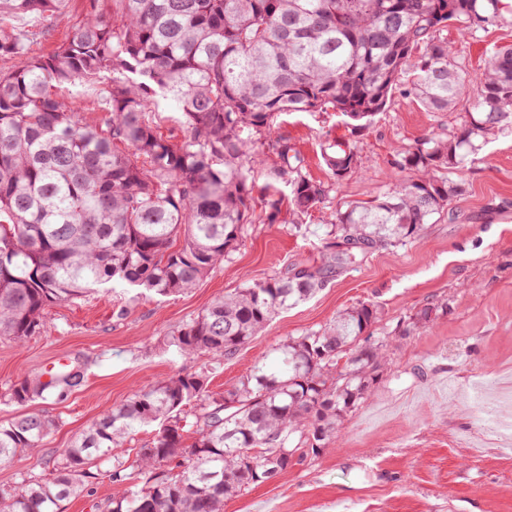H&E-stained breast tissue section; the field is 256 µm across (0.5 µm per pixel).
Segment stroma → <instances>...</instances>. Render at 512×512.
I'll list each match as a JSON object with an SVG mask.
<instances>
[{
	"label": "stroma",
	"instance_id": "35a3bbf8",
	"mask_svg": "<svg viewBox=\"0 0 512 512\" xmlns=\"http://www.w3.org/2000/svg\"><path fill=\"white\" fill-rule=\"evenodd\" d=\"M88 11L89 0H70L49 20L48 33L36 36L32 53L49 54L67 41ZM444 36L476 68L487 48L512 43V24L473 37L451 27ZM455 118L399 94L356 133L335 112L280 115L274 137L300 152L313 180L330 179L325 143H355L367 161L306 217L307 233L281 221L249 225L229 259L187 292L146 296L119 286L54 305L44 330L25 342L0 338V396L58 361L85 363L78 390L29 404V412L62 422L38 456L47 460L69 447L136 391L208 365V356L167 348L166 336L215 298L318 260L333 212L389 192L401 176L395 162L402 152ZM448 177L464 181L467 194L417 238L367 254L311 298L275 314L213 370L211 389H230L256 364H274L286 337L320 329L361 303L378 307L373 332L389 341L382 380L344 416L323 453L225 500L224 512H512V454L492 439L476 450L459 443L478 429L468 397L472 375L488 379L489 397L512 395V134L490 139ZM423 310L428 318H420Z\"/></svg>",
	"mask_w": 512,
	"mask_h": 512
}]
</instances>
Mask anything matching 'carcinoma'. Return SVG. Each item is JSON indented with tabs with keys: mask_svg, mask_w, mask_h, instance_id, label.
Masks as SVG:
<instances>
[{
	"mask_svg": "<svg viewBox=\"0 0 512 512\" xmlns=\"http://www.w3.org/2000/svg\"><path fill=\"white\" fill-rule=\"evenodd\" d=\"M68 2L0 0V57L17 60L0 73V336L16 342L40 332L53 305L109 285L185 292L236 249L256 206L270 223L284 213L299 220L361 172L348 141L322 149L327 184L282 140L259 151L283 113L332 110L363 129L397 91L430 112L462 106L447 133L404 151L396 165L409 177L336 211L319 261L219 297L169 336L181 355L235 354L357 257L418 236L467 192L437 172L512 131V45L494 47L473 72L441 36L450 22L470 35L509 22L502 0H112V11L92 8L52 53L31 54L35 33L13 20L47 21ZM77 83L99 85V123L58 97ZM159 93L185 116L180 141L158 134L149 117ZM257 167L285 181L288 197L256 202ZM376 319L363 304L289 336L278 368L257 367L226 391L211 390L201 369L136 392L46 461L50 477L24 472L1 488L0 512H61L104 479L122 491L103 512H223L225 500L320 454L370 395L387 343L361 336ZM83 382L74 362L12 384L7 402L64 397ZM152 425L149 447L123 448ZM60 426L22 411L1 421L0 466Z\"/></svg>",
	"mask_w": 512,
	"mask_h": 512,
	"instance_id": "obj_1",
	"label": "carcinoma"
}]
</instances>
